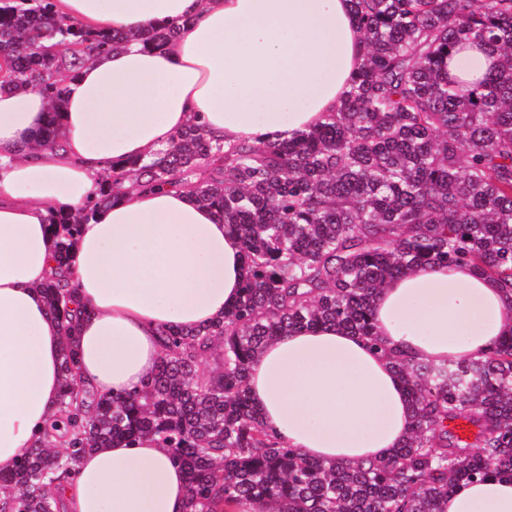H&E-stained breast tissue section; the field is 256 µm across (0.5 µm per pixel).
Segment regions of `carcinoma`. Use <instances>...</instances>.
<instances>
[{
	"label": "carcinoma",
	"mask_w": 512,
	"mask_h": 512,
	"mask_svg": "<svg viewBox=\"0 0 512 512\" xmlns=\"http://www.w3.org/2000/svg\"><path fill=\"white\" fill-rule=\"evenodd\" d=\"M364 60L336 112L290 140L229 148L191 125L147 162L112 164L75 215L52 224L57 268L79 225L130 181L189 188L237 237L248 274L224 317L167 332L156 372L117 395L87 390L75 349L76 288L43 287L64 331L57 419L13 471L0 512H61L52 488L88 452L152 436L187 474L183 512H227L238 498L287 512H447L448 494L491 475L512 478V329L485 356L418 362L381 347L407 386L411 428L391 456L320 461L284 446L249 400L252 362L297 328L336 326L380 347L373 304L390 278L430 264L465 265L512 291V0H351ZM177 34L90 32L53 0H0V92L40 88L58 137L62 80L84 56ZM493 59L481 78L451 75L457 47ZM467 87L461 91L460 87ZM221 353L220 370L199 372ZM463 419L462 438L448 429Z\"/></svg>",
	"instance_id": "carcinoma-1"
}]
</instances>
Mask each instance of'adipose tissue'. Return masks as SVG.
<instances>
[{
    "mask_svg": "<svg viewBox=\"0 0 512 512\" xmlns=\"http://www.w3.org/2000/svg\"><path fill=\"white\" fill-rule=\"evenodd\" d=\"M94 32L174 24L160 48L127 42L91 54L68 94L60 146L35 88L0 93V472L43 435L60 393L62 327L40 291L55 267L50 218L82 207L111 164L150 160L189 124L231 145L283 141L336 110L364 45L349 0H56ZM69 273L82 308L76 349L101 393L137 389L161 336L206 326L239 296L246 265L213 208L183 188L121 187L81 225ZM386 349L415 360L486 354L512 328V298L471 268L428 266L391 280L373 309ZM263 424L309 457L382 461L411 422L407 390L384 354L333 326L304 327L252 363ZM188 482L155 439L86 455L67 512H183ZM448 512H512V481L459 486Z\"/></svg>",
    "mask_w": 512,
    "mask_h": 512,
    "instance_id": "ef3b65f1",
    "label": "adipose tissue"
}]
</instances>
